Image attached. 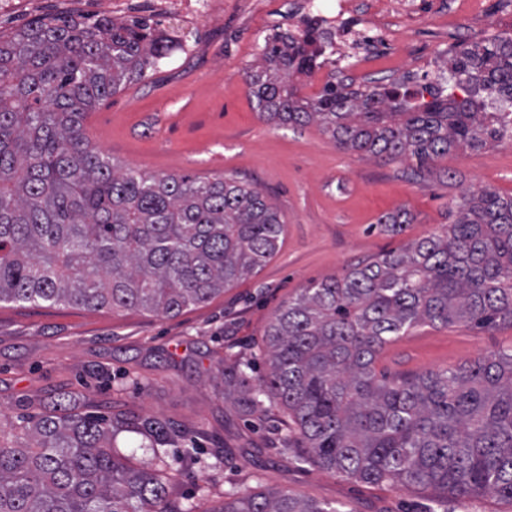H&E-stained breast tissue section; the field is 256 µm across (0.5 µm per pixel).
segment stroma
<instances>
[{
    "instance_id": "stroma-1",
    "label": "stroma",
    "mask_w": 512,
    "mask_h": 512,
    "mask_svg": "<svg viewBox=\"0 0 512 512\" xmlns=\"http://www.w3.org/2000/svg\"><path fill=\"white\" fill-rule=\"evenodd\" d=\"M287 0L277 10L228 9L169 34L191 53L171 54L91 112L86 134L115 162L147 175L233 176L256 185L285 220L279 252L255 276L208 304L171 318L82 306H0V415L21 422L61 393L80 411L108 418L151 417L183 432L166 446L177 476L175 512H199L231 490H286L339 512H512L492 493L444 499L431 489H398L335 475L284 450L287 413L244 414L224 395V363L261 365L264 333L295 290L343 276L353 265L401 249L451 223L462 193L488 188L512 195V141L457 150L432 173L410 178V161H384L338 149L317 124L277 127L262 120L245 73L261 61L266 39L289 30ZM463 34L421 20L404 31L402 61L383 57L354 68L326 64L353 87L385 84L414 66L447 77L450 48ZM398 209L413 217L402 234L376 222ZM512 347V327L423 326L387 343L376 369L388 379L453 367ZM198 450L190 460L185 450Z\"/></svg>"
}]
</instances>
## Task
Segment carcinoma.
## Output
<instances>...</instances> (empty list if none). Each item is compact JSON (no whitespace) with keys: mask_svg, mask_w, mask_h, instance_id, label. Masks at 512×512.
Here are the masks:
<instances>
[{"mask_svg":"<svg viewBox=\"0 0 512 512\" xmlns=\"http://www.w3.org/2000/svg\"><path fill=\"white\" fill-rule=\"evenodd\" d=\"M177 46L146 20L110 17L0 35V304L175 317L278 253L285 222L253 184L124 169L86 135L90 112ZM451 53L448 87L332 78L306 98L290 78L322 64L310 27L266 40L246 81L267 122L315 123L345 150L412 158L422 178L453 149L512 141V35ZM452 204L441 232L299 289L265 330L266 372L227 365L224 384L251 415L282 406L285 450L339 476L512 501V349L401 380L376 370L381 349L417 327H512V195L480 189ZM410 223L406 210L378 219L392 235ZM129 428L149 440L140 467L116 446ZM22 431L16 442L0 428V512H177L160 447L180 434L166 423L109 422L67 394ZM210 512L341 510L278 490L229 494Z\"/></svg>","mask_w":512,"mask_h":512,"instance_id":"obj_1","label":"carcinoma"}]
</instances>
